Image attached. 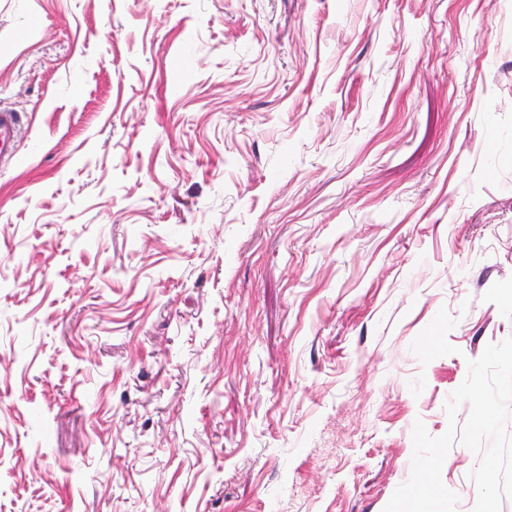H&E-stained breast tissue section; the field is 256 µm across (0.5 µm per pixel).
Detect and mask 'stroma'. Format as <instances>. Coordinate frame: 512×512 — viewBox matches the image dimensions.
<instances>
[{"label":"stroma","mask_w":512,"mask_h":512,"mask_svg":"<svg viewBox=\"0 0 512 512\" xmlns=\"http://www.w3.org/2000/svg\"><path fill=\"white\" fill-rule=\"evenodd\" d=\"M1 108L0 512H383L512 337V0H0ZM20 116L17 112L0 109V162L12 161L15 144L20 133Z\"/></svg>","instance_id":"35a3bbf8"}]
</instances>
